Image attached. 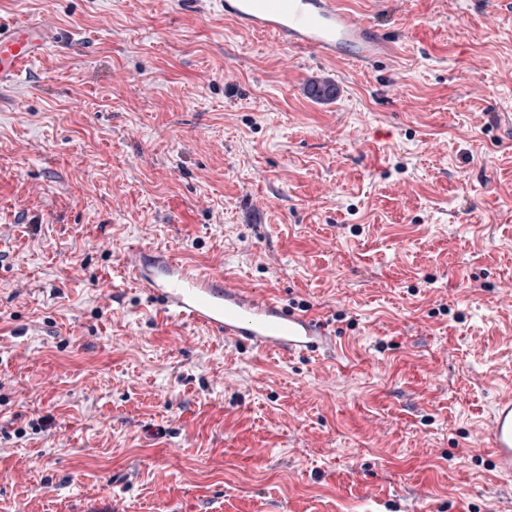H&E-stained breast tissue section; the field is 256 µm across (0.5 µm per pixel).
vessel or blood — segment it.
Instances as JSON below:
<instances>
[{
	"mask_svg": "<svg viewBox=\"0 0 512 512\" xmlns=\"http://www.w3.org/2000/svg\"><path fill=\"white\" fill-rule=\"evenodd\" d=\"M224 16L239 27L274 36L277 44L321 57L348 56L365 62L385 42L365 18L341 0H224ZM57 41L51 22L0 21V80L18 76ZM171 320L205 329L237 346L290 356L326 349L320 321L287 306L268 289L232 286L224 274L192 266L160 249L136 248L125 265ZM473 449L489 450L500 473L512 475V397L495 407L487 431Z\"/></svg>",
	"mask_w": 512,
	"mask_h": 512,
	"instance_id": "obj_1",
	"label": "vessel or blood"
}]
</instances>
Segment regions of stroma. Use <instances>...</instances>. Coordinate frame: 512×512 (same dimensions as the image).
I'll return each mask as SVG.
<instances>
[{"label":"stroma","instance_id":"stroma-1","mask_svg":"<svg viewBox=\"0 0 512 512\" xmlns=\"http://www.w3.org/2000/svg\"><path fill=\"white\" fill-rule=\"evenodd\" d=\"M223 2L0 0L61 34L0 84V512H512L469 451L512 396V0H342L370 65ZM135 245L334 349L167 320Z\"/></svg>","mask_w":512,"mask_h":512}]
</instances>
